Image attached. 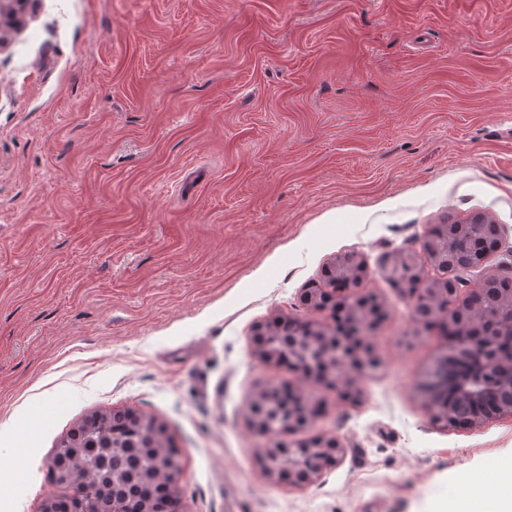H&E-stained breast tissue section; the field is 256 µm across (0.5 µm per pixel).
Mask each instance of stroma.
<instances>
[{
  "instance_id": "obj_1",
  "label": "stroma",
  "mask_w": 512,
  "mask_h": 512,
  "mask_svg": "<svg viewBox=\"0 0 512 512\" xmlns=\"http://www.w3.org/2000/svg\"><path fill=\"white\" fill-rule=\"evenodd\" d=\"M488 216L512 250V0H36L0 48V512L64 495L48 464L87 415L134 409L178 450L182 512H435L461 476L493 512L512 416L431 424L417 335L380 273L435 224ZM370 268L380 361L328 389L262 362L336 256ZM320 413L342 460L268 475L264 388Z\"/></svg>"
}]
</instances>
